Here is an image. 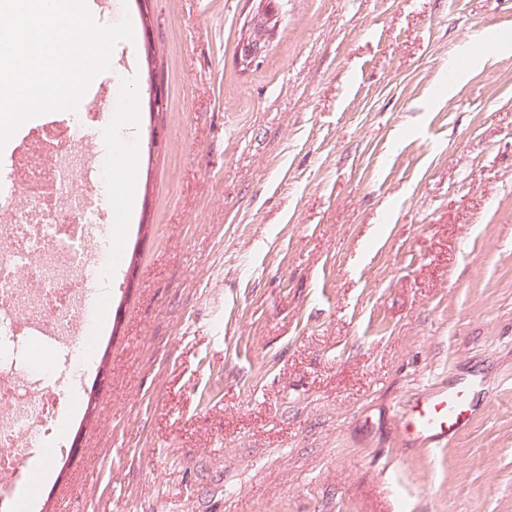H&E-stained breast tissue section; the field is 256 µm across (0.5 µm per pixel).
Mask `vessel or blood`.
Returning a JSON list of instances; mask_svg holds the SVG:
<instances>
[{"mask_svg": "<svg viewBox=\"0 0 512 512\" xmlns=\"http://www.w3.org/2000/svg\"><path fill=\"white\" fill-rule=\"evenodd\" d=\"M474 385L469 381L443 384L425 390L400 411V427L419 445H448L470 422L474 413Z\"/></svg>", "mask_w": 512, "mask_h": 512, "instance_id": "1", "label": "vessel or blood"}]
</instances>
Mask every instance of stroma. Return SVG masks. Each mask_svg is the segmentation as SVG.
<instances>
[{
    "label": "stroma",
    "mask_w": 512,
    "mask_h": 512,
    "mask_svg": "<svg viewBox=\"0 0 512 512\" xmlns=\"http://www.w3.org/2000/svg\"><path fill=\"white\" fill-rule=\"evenodd\" d=\"M87 2L149 36L75 111L22 123L0 179L94 99L98 205L139 258L112 279L91 419L49 387L82 443L27 512H512V0ZM261 5L278 26L246 68ZM148 39L158 154L148 93L122 89L148 86ZM456 377L477 385L468 429L405 447L399 410Z\"/></svg>",
    "instance_id": "stroma-1"
}]
</instances>
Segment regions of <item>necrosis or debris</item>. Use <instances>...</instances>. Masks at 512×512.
Wrapping results in <instances>:
<instances>
[{
  "label": "necrosis or debris",
  "mask_w": 512,
  "mask_h": 512,
  "mask_svg": "<svg viewBox=\"0 0 512 512\" xmlns=\"http://www.w3.org/2000/svg\"><path fill=\"white\" fill-rule=\"evenodd\" d=\"M69 151H57L61 142ZM27 180L0 185V209L10 223L0 225V512H11L13 475L26 452L18 433L47 430L56 400L47 380L29 364V332L47 325L56 342L45 355L77 383L79 371L69 346L85 325L84 271L98 264L86 222V194L96 169L73 143L68 126H48L24 159ZM82 184H74L75 172Z\"/></svg>",
  "instance_id": "necrosis-or-debris-1"
}]
</instances>
